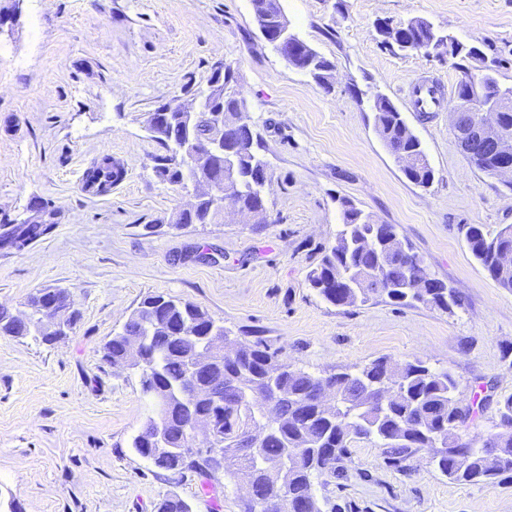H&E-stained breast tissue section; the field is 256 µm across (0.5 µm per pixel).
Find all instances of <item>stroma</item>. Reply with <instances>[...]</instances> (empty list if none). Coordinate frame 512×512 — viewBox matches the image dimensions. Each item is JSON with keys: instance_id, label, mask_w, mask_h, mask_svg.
Instances as JSON below:
<instances>
[{"instance_id": "stroma-1", "label": "stroma", "mask_w": 512, "mask_h": 512, "mask_svg": "<svg viewBox=\"0 0 512 512\" xmlns=\"http://www.w3.org/2000/svg\"><path fill=\"white\" fill-rule=\"evenodd\" d=\"M296 32L335 65L331 88L269 45L251 0H0V219L50 202L57 223L24 251L0 250V308L24 317L46 288L70 294L77 321L52 343L0 335V512H156L166 495L192 512H241L239 478L156 467L130 446L155 406L103 346L147 297L197 304L232 338L261 341L311 373L376 359L450 370L471 409L458 428L481 445L512 394V290L471 256L463 225H512V177L477 170L452 132L461 70L384 46L378 21L423 18L496 63L512 87V0H279ZM268 163L264 219L226 205L212 223L178 226L197 192L157 172L166 153L146 128L162 105L191 107L218 63ZM432 78L443 112L411 111L409 83ZM385 94L420 139L435 179L410 182L375 130ZM111 156L124 179L104 196L82 189ZM393 224L431 277L460 300L453 313L379 299L337 307L308 275L340 229L341 198ZM434 449L399 459L357 439L337 476L314 480L322 512H512V479L456 482Z\"/></svg>"}]
</instances>
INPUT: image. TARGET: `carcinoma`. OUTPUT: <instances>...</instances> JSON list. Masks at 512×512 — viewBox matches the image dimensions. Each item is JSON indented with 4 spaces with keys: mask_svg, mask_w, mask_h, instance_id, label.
Listing matches in <instances>:
<instances>
[{
    "mask_svg": "<svg viewBox=\"0 0 512 512\" xmlns=\"http://www.w3.org/2000/svg\"><path fill=\"white\" fill-rule=\"evenodd\" d=\"M403 39L426 43L432 37L449 45L455 43L450 35H437L433 25L421 18L410 20L404 29L397 30ZM302 64L310 67L309 74L325 88L334 65L306 45L299 52ZM486 78L494 93L506 105L497 113L501 126L512 131V88H503L486 69ZM223 83L224 108L234 109L239 99L234 90L235 75L220 65L213 69L208 83ZM374 123L379 136L396 150L419 159L418 164L404 169L409 180L427 186L434 180V170L417 136L406 124L390 99L375 97ZM192 135L209 139L214 135L209 113L200 112L194 119ZM183 130L171 123L155 139L167 150L178 151ZM480 171L491 173L496 158L477 148L466 154ZM157 171L173 183L193 179L184 167L168 166L169 157L160 158ZM263 161L251 153L241 159L233 201L244 210L257 207L264 198L263 183L258 173ZM124 170L108 155L94 160L83 177L84 190L103 195L122 179ZM341 205V229L336 242L324 250L318 267L309 274L313 288L328 303L335 306L365 303L384 297L394 304L420 303L452 312L457 305L455 294L444 283L430 276L424 258L412 251L403 253L401 240L394 224H368L370 215L359 208ZM217 209L213 202L199 198L192 213L182 215L181 224H207ZM55 226L50 217L44 224L13 226L0 221V234H27L34 242ZM465 241L474 260L501 288L512 290V268L503 269L498 255L512 250V225L503 227L492 236L481 224L465 225ZM55 301L46 289L30 296L29 320L14 318L0 311V335L27 336L36 334L35 318L41 309ZM216 322L199 306L161 295L145 299L133 313L124 333L112 337L104 345V357L117 363L128 357L126 337L141 338V356L153 367L151 377L141 382L143 393L170 407L167 437L170 444L180 447L183 425L193 415L213 416L221 435L227 472L251 479L255 499L262 500L269 491L268 474L278 472L279 485L288 489V512H321L312 490L313 479L323 475L336 476V463L349 453L353 438H374L399 453L406 448H438L450 441L463 422L466 412L460 406L459 383L448 369L435 370L419 360L391 366L378 359L356 372L332 374L325 377L296 369L280 360L260 342H239L234 352L224 347L209 351L208 363L199 371L200 389L220 397L216 402L201 398L188 401L184 394L190 384L188 365L202 349L211 345L212 328ZM335 387L336 405L324 409L317 401L322 382ZM397 386L398 396L382 400L383 386ZM274 401L275 414L268 416L256 395ZM503 430L491 433L477 447L470 443H455L451 453L438 452L434 462L442 474L457 482L492 483L508 475L512 478V394L498 401ZM162 418H150L132 439L131 447L157 467L175 472H194L210 476L206 460L200 454L178 452L162 456L155 453L154 431ZM265 429L263 440L252 443L244 437L242 426ZM498 448L502 453L499 466L485 467L482 448ZM157 512H191L190 505L180 496L163 498Z\"/></svg>",
    "mask_w": 512,
    "mask_h": 512,
    "instance_id": "cac0c4a2",
    "label": "carcinoma"
}]
</instances>
